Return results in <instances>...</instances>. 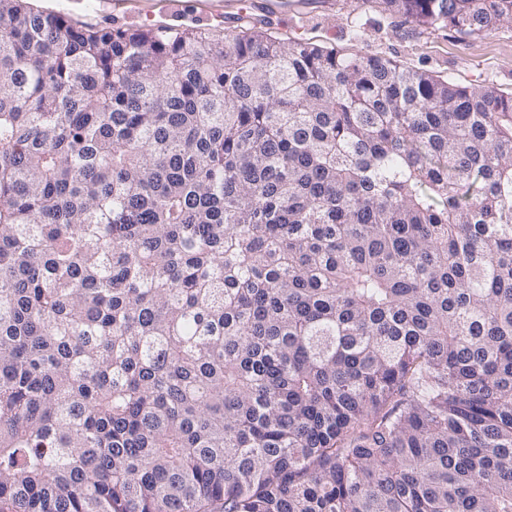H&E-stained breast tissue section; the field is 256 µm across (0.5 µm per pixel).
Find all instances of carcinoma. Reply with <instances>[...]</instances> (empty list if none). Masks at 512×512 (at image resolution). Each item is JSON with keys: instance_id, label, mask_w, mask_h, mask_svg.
Instances as JSON below:
<instances>
[{"instance_id": "1", "label": "carcinoma", "mask_w": 512, "mask_h": 512, "mask_svg": "<svg viewBox=\"0 0 512 512\" xmlns=\"http://www.w3.org/2000/svg\"><path fill=\"white\" fill-rule=\"evenodd\" d=\"M0 512H512V92L0 0Z\"/></svg>"}]
</instances>
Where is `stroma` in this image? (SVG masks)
<instances>
[{"mask_svg":"<svg viewBox=\"0 0 512 512\" xmlns=\"http://www.w3.org/2000/svg\"><path fill=\"white\" fill-rule=\"evenodd\" d=\"M252 25L280 39L335 45L351 52L390 58L464 85L490 84L512 91V31L463 36L449 28L419 26L381 12L364 0H292L288 13L270 15L255 0ZM180 15L164 0H132L128 13L113 17L109 0H28L31 8L65 13L80 25L108 28L202 27L223 34L230 24L209 0H185Z\"/></svg>","mask_w":512,"mask_h":512,"instance_id":"stroma-1","label":"stroma"}]
</instances>
